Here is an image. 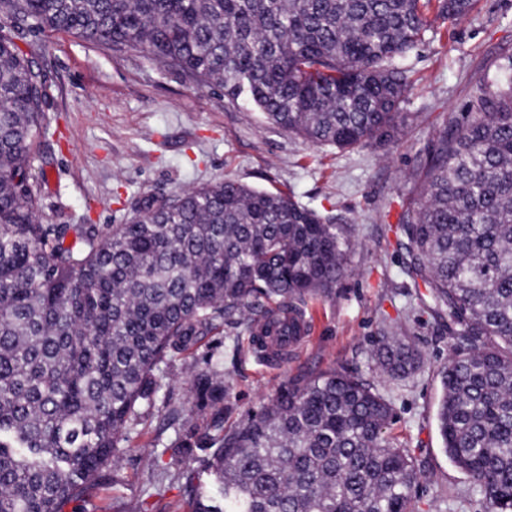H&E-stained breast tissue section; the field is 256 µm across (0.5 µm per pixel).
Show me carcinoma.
<instances>
[{
  "mask_svg": "<svg viewBox=\"0 0 512 512\" xmlns=\"http://www.w3.org/2000/svg\"><path fill=\"white\" fill-rule=\"evenodd\" d=\"M478 0H0V512H63L96 496L116 449L154 414L160 365L228 325L274 336L335 294L353 240L288 192L226 177L144 196L125 224H44L36 150L48 80L31 32L134 50L242 99L272 125L338 149L380 147L414 122L403 60ZM434 18H429V14ZM400 216L405 269L448 314L438 430L487 512H512V57L473 88L419 168ZM383 383L424 356L376 337ZM232 379L210 364L164 404L188 512H414L421 478L390 435V400L336 368L292 382L224 426Z\"/></svg>",
  "mask_w": 512,
  "mask_h": 512,
  "instance_id": "obj_1",
  "label": "carcinoma"
}]
</instances>
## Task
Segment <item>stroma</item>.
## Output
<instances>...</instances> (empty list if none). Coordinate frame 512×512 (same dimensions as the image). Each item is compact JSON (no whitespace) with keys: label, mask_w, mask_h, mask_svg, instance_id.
<instances>
[{"label":"stroma","mask_w":512,"mask_h":512,"mask_svg":"<svg viewBox=\"0 0 512 512\" xmlns=\"http://www.w3.org/2000/svg\"><path fill=\"white\" fill-rule=\"evenodd\" d=\"M18 45L50 84V135L34 161L45 171L44 223L123 224L141 196H171L230 177L291 192L351 232L348 274L333 298L308 302V329L288 359L257 351L245 332L235 342L222 333L208 336L163 366L159 401L185 397L190 376L208 361L223 362L233 379V423L302 376L337 368L373 381L374 342L389 325L401 324L425 365L408 384L385 392L396 416L392 433L423 473L415 488L417 512H486L480 498L468 495V479L448 459L437 432L448 320L423 310L401 264L395 227L416 192L420 162L449 118L463 115L472 88L512 57V0H479L454 37L428 41L408 56L413 86L406 109L418 113V122L396 144L378 148L310 145L249 105L230 102L222 90L198 87L132 50L115 53L50 31ZM174 438L161 415L139 426L128 447L115 452L111 485L97 506L119 512L123 501L138 499L145 512H185L186 477L199 463L176 454ZM452 489L460 496L451 505Z\"/></svg>","instance_id":"35a3bbf8"}]
</instances>
